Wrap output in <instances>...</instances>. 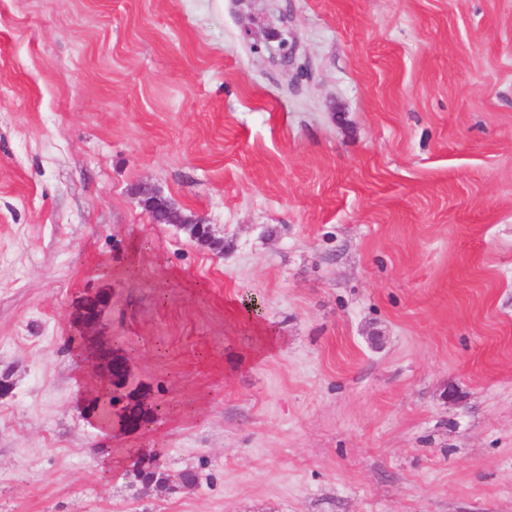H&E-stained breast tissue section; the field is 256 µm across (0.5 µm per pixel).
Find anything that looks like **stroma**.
Instances as JSON below:
<instances>
[{"instance_id":"1","label":"stroma","mask_w":512,"mask_h":512,"mask_svg":"<svg viewBox=\"0 0 512 512\" xmlns=\"http://www.w3.org/2000/svg\"><path fill=\"white\" fill-rule=\"evenodd\" d=\"M1 375L0 512H512V0H0ZM112 350V345L100 341L92 343L88 348V360L92 365L93 372V391H91L85 401V409L92 415L96 416L99 422L105 427L112 426V404L113 407L120 409L133 405L136 402L143 404H152L151 397L148 393L139 390L134 391L136 400H132L126 387H118L116 385V377L112 372V366L108 361L103 359V353ZM112 399V401H111ZM107 412L108 416H104Z\"/></svg>"}]
</instances>
